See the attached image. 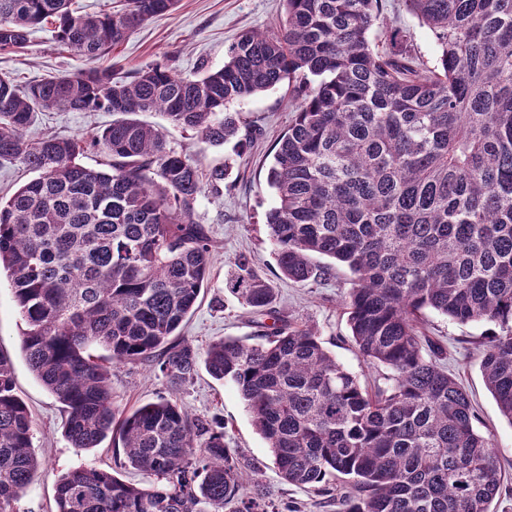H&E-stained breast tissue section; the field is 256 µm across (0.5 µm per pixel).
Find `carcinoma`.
Returning a JSON list of instances; mask_svg holds the SVG:
<instances>
[{
  "instance_id": "carcinoma-1",
  "label": "carcinoma",
  "mask_w": 512,
  "mask_h": 512,
  "mask_svg": "<svg viewBox=\"0 0 512 512\" xmlns=\"http://www.w3.org/2000/svg\"><path fill=\"white\" fill-rule=\"evenodd\" d=\"M178 2L79 13L72 0H0V53L49 23L91 63ZM380 4L283 0L271 30L243 33L222 67L191 78L165 63L129 81L93 65L25 85L0 76V162L37 173L0 198V269L25 322V359L62 405L73 447L112 434L143 475L134 484L76 467L56 484V512H276L260 482L243 485L248 463L220 422L164 396L119 412L95 345L114 364L156 361L175 386L204 363L237 390L280 478L339 512H493L494 441L419 324L430 311L496 327L480 368L512 425V0H404L434 39L432 67L399 28L383 45L371 39ZM284 82L296 110L267 176L276 264L298 282L350 271L344 314L363 360L385 370L381 386L362 385L308 325L285 322L251 344L220 339L202 356L174 339L212 259L196 205L228 166L203 174L137 115L162 112L212 145L236 140L240 153L230 105ZM52 109L116 119L89 139H29L36 114ZM88 145L109 156L107 169L79 162ZM234 265L227 290L251 313L272 312L273 286L247 257ZM40 466L0 352V512Z\"/></svg>"
}]
</instances>
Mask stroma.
Instances as JSON below:
<instances>
[{
    "label": "stroma",
    "mask_w": 512,
    "mask_h": 512,
    "mask_svg": "<svg viewBox=\"0 0 512 512\" xmlns=\"http://www.w3.org/2000/svg\"><path fill=\"white\" fill-rule=\"evenodd\" d=\"M383 15L391 26L407 32L428 64H435L437 50L429 31L410 14L403 0H382ZM283 11L282 0H180L175 12L157 16L134 31L105 55L101 66L125 78L141 67L169 63L184 76L196 75L200 66H223L228 47L244 30L265 31L275 26ZM82 58L60 48L52 26L34 30L24 49L0 54V73L24 84L50 73L84 68ZM249 123L251 148L236 155L233 143L213 146L194 132L171 125L160 113L144 114V121L163 129L169 146L196 161L202 169L230 162L231 169L220 192L206 191L196 206L197 221L212 241L213 261L199 303L181 327L182 336L196 348L233 337L243 340L257 330L253 315L225 288V275L241 255L251 258L255 271L271 282L274 308L282 320L313 327L337 360L361 382L374 379L377 371L358 353L343 313V300L351 286V274L337 268L335 278L322 283H297L284 277L272 255L266 229V214L275 199L266 177L276 139L287 131L294 118L287 85H280L255 98L233 104ZM112 122L108 112L38 113L28 131L37 139L55 133L90 136ZM25 323L16 305L8 276H0V351L13 366L16 392L33 418V444L44 465L28 491L14 504V512H56L55 485L59 477L77 466L113 471L119 479L137 483L141 474L130 467H117L113 439L99 447H73L64 435L65 414L60 403L31 372L21 348ZM487 326L459 324L441 315L427 316L426 333L447 352L448 371L467 393L477 416L476 429L493 434L498 459L507 478L495 501V512H512V425L501 415L488 391L480 369L478 341ZM112 399L118 410L129 412L163 396L183 405L196 417L224 424L229 448L251 462L245 481L259 480L280 508L296 512H323L313 493L283 482L275 471L265 440L254 429L236 389L199 370L194 381L173 387L152 364L112 367Z\"/></svg>",
    "instance_id": "obj_1"
}]
</instances>
